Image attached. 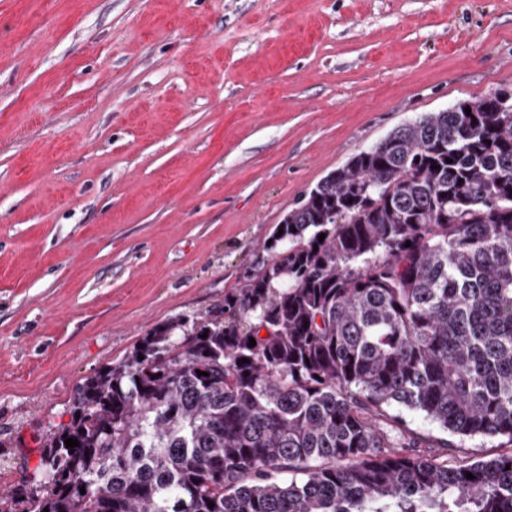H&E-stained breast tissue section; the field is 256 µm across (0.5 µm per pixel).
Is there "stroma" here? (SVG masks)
Returning a JSON list of instances; mask_svg holds the SVG:
<instances>
[{
	"mask_svg": "<svg viewBox=\"0 0 512 512\" xmlns=\"http://www.w3.org/2000/svg\"><path fill=\"white\" fill-rule=\"evenodd\" d=\"M503 88L512 0H0V492L87 378L223 304L329 172Z\"/></svg>",
	"mask_w": 512,
	"mask_h": 512,
	"instance_id": "1",
	"label": "stroma"
}]
</instances>
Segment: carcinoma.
Returning <instances> with one entry per match:
<instances>
[{
    "label": "carcinoma",
    "mask_w": 512,
    "mask_h": 512,
    "mask_svg": "<svg viewBox=\"0 0 512 512\" xmlns=\"http://www.w3.org/2000/svg\"><path fill=\"white\" fill-rule=\"evenodd\" d=\"M266 250L87 380L0 512H512V452L423 453L407 420L512 445V100L394 129Z\"/></svg>",
    "instance_id": "cac0c4a2"
}]
</instances>
